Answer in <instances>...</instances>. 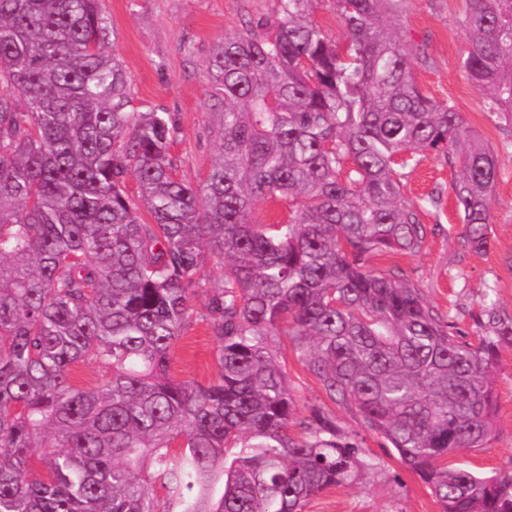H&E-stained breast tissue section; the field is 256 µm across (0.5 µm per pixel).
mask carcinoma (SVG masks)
<instances>
[{"instance_id":"carcinoma-1","label":"carcinoma","mask_w":512,"mask_h":512,"mask_svg":"<svg viewBox=\"0 0 512 512\" xmlns=\"http://www.w3.org/2000/svg\"><path fill=\"white\" fill-rule=\"evenodd\" d=\"M280 2L212 49L219 159L194 186L171 114L135 109L100 0H0V512H303L355 482L375 459L323 407L297 412L281 336L441 512H512V470L448 464L497 436L512 325L474 344L402 271L368 267L424 248L442 195L402 187L427 152L460 165L464 246L489 249L501 155L418 87L384 29L404 0H335L342 44L314 0ZM464 2L462 68L512 126V0ZM265 199L287 218L255 221ZM206 247L202 385L169 364ZM87 359L109 373L97 389L70 380Z\"/></svg>"}]
</instances>
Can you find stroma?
<instances>
[{
  "instance_id": "stroma-1",
  "label": "stroma",
  "mask_w": 512,
  "mask_h": 512,
  "mask_svg": "<svg viewBox=\"0 0 512 512\" xmlns=\"http://www.w3.org/2000/svg\"><path fill=\"white\" fill-rule=\"evenodd\" d=\"M102 8L115 33L109 49L124 66L136 107L171 113L179 127L173 148L179 171L187 181L202 183L218 154L216 132L224 110L213 86L212 47L253 22L274 20L280 0H102ZM463 10L464 0H404L396 30L416 49L414 76L419 86L433 99L454 104L473 132L501 151L492 245L485 251L464 247L463 226L449 196L460 168L429 153L403 189L412 201L435 189L444 196L441 209L421 213L429 229L423 250L377 256L371 266L380 271L400 267L407 279L420 285L425 301L449 315L475 342L494 326L512 322V126L483 112L480 93L461 66L468 42L460 23ZM205 290H197L191 299L188 325L169 364L177 379L200 384L217 373V341L206 317ZM286 371L299 412L325 405L342 432L378 462L377 469L360 480L309 500L304 512H439L430 490L382 437L366 429L357 414L327 402L294 352L286 354ZM495 381L496 439L479 452L452 458L484 474L512 469V343L499 347Z\"/></svg>"
}]
</instances>
